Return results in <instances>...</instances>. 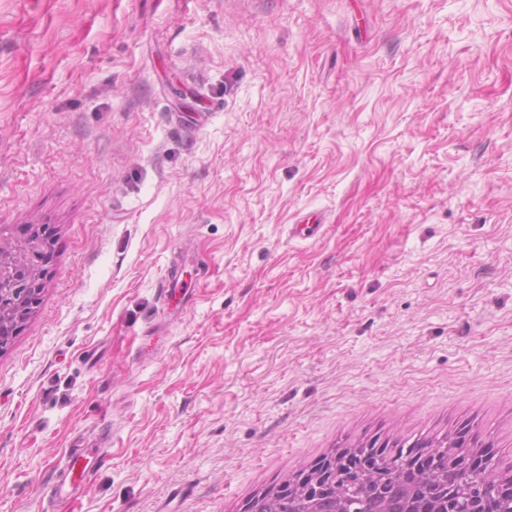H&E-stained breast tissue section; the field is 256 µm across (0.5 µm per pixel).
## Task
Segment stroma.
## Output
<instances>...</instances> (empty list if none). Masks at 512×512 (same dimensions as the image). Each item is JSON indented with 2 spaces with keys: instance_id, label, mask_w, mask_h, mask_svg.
<instances>
[{
  "instance_id": "1",
  "label": "stroma",
  "mask_w": 512,
  "mask_h": 512,
  "mask_svg": "<svg viewBox=\"0 0 512 512\" xmlns=\"http://www.w3.org/2000/svg\"><path fill=\"white\" fill-rule=\"evenodd\" d=\"M24 224L54 260L0 351V512H246L458 431L512 458V0H0ZM91 457L85 448H69L60 468V480L52 486L54 497H63L82 489L92 469Z\"/></svg>"
}]
</instances>
